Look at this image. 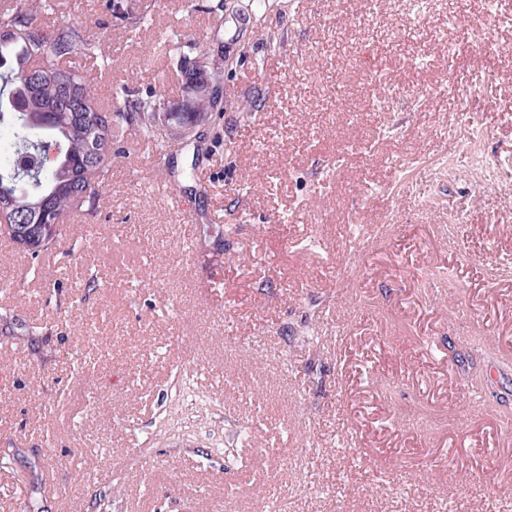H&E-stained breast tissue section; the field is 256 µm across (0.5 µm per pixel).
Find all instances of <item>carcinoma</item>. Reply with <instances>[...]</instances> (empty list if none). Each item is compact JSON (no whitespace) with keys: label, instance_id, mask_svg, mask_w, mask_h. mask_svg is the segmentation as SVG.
Masks as SVG:
<instances>
[{"label":"carcinoma","instance_id":"cac0c4a2","mask_svg":"<svg viewBox=\"0 0 512 512\" xmlns=\"http://www.w3.org/2000/svg\"><path fill=\"white\" fill-rule=\"evenodd\" d=\"M41 0H16L0 26V210L25 208L35 234L11 237L37 258L56 242L60 224L98 208L100 188L112 171V133L124 124L149 137L166 121L177 136L207 125L218 100L197 96L203 73L187 79V101L160 112L152 99L116 95L114 110L101 105L82 63L103 58L80 22L53 30L39 21Z\"/></svg>","mask_w":512,"mask_h":512}]
</instances>
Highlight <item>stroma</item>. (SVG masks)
I'll list each match as a JSON object with an SVG mask.
<instances>
[{"label":"stroma","instance_id":"35a3bbf8","mask_svg":"<svg viewBox=\"0 0 512 512\" xmlns=\"http://www.w3.org/2000/svg\"><path fill=\"white\" fill-rule=\"evenodd\" d=\"M112 2L40 17L102 105L204 59L223 110L125 128L48 254L0 233V512H512V0Z\"/></svg>","mask_w":512,"mask_h":512}]
</instances>
